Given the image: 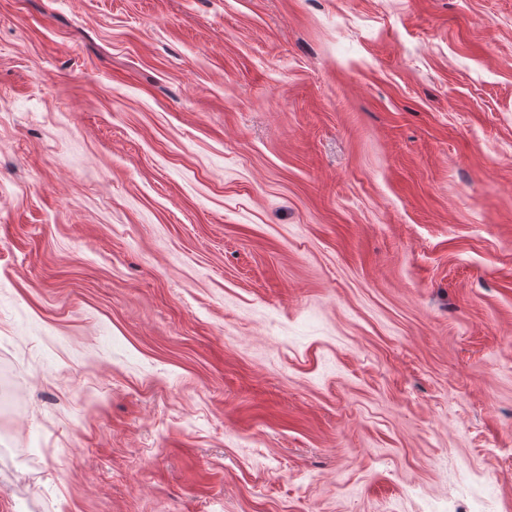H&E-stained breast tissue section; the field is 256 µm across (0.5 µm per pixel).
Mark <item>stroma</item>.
Wrapping results in <instances>:
<instances>
[{
	"instance_id": "stroma-1",
	"label": "stroma",
	"mask_w": 512,
	"mask_h": 512,
	"mask_svg": "<svg viewBox=\"0 0 512 512\" xmlns=\"http://www.w3.org/2000/svg\"><path fill=\"white\" fill-rule=\"evenodd\" d=\"M0 512H512V0H0Z\"/></svg>"
}]
</instances>
